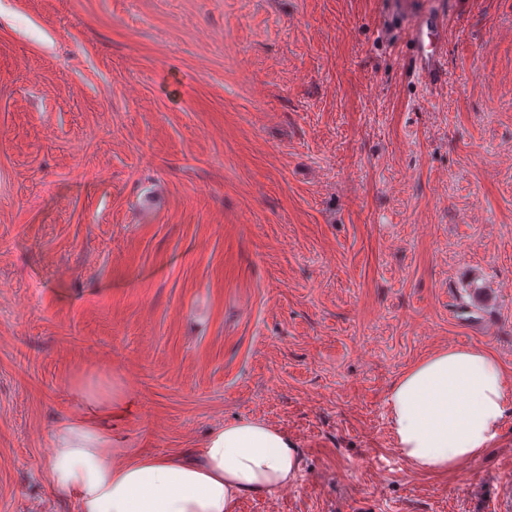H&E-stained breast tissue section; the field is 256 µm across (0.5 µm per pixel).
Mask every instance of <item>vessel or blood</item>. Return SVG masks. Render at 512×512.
Returning <instances> with one entry per match:
<instances>
[{
  "label": "vessel or blood",
  "mask_w": 512,
  "mask_h": 512,
  "mask_svg": "<svg viewBox=\"0 0 512 512\" xmlns=\"http://www.w3.org/2000/svg\"><path fill=\"white\" fill-rule=\"evenodd\" d=\"M445 27L443 16L428 13L415 20L409 31L412 47L409 70L412 76L429 87L440 84L446 75L444 56L438 46L440 34Z\"/></svg>",
  "instance_id": "vessel-or-blood-1"
}]
</instances>
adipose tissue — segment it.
<instances>
[{
    "label": "adipose tissue",
    "instance_id": "ef3b65f1",
    "mask_svg": "<svg viewBox=\"0 0 512 512\" xmlns=\"http://www.w3.org/2000/svg\"><path fill=\"white\" fill-rule=\"evenodd\" d=\"M73 390L78 406L52 430L43 471L76 512H233L241 496L296 478L294 443L263 421L219 427L197 448L146 453L120 446L112 432L127 407L123 392L88 383ZM511 404L499 362L479 347L435 353L402 374L387 398L399 452L435 472L478 459Z\"/></svg>",
    "mask_w": 512,
    "mask_h": 512
}]
</instances>
